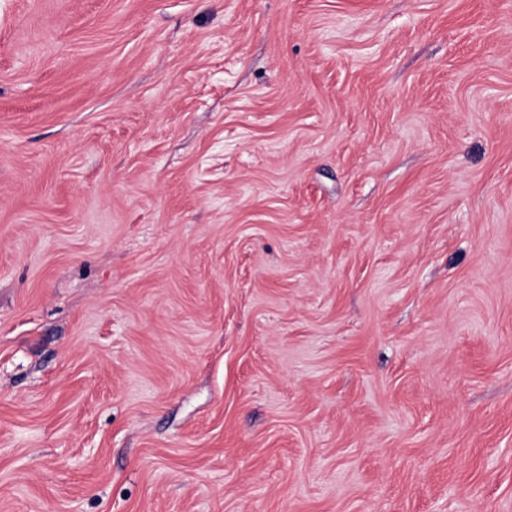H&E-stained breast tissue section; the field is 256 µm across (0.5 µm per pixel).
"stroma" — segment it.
<instances>
[{
    "label": "stroma",
    "instance_id": "1",
    "mask_svg": "<svg viewBox=\"0 0 512 512\" xmlns=\"http://www.w3.org/2000/svg\"><path fill=\"white\" fill-rule=\"evenodd\" d=\"M0 512H512V0H0Z\"/></svg>",
    "mask_w": 512,
    "mask_h": 512
}]
</instances>
